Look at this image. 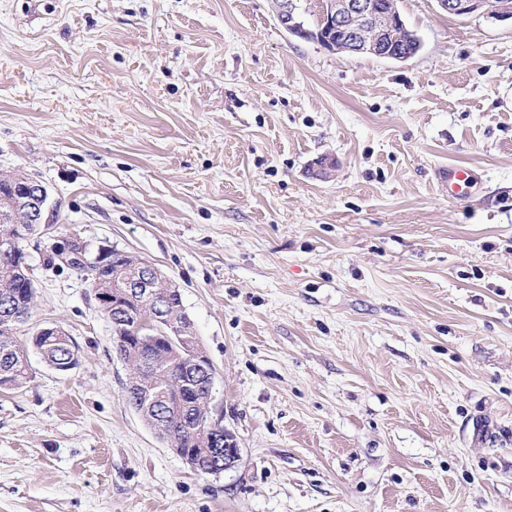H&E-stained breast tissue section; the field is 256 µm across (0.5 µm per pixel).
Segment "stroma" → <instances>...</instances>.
Listing matches in <instances>:
<instances>
[{
	"label": "stroma",
	"instance_id": "stroma-1",
	"mask_svg": "<svg viewBox=\"0 0 512 512\" xmlns=\"http://www.w3.org/2000/svg\"><path fill=\"white\" fill-rule=\"evenodd\" d=\"M397 8L403 62L271 0H0V172L48 190L17 338L79 357L0 392V512H512V20ZM70 237L179 286L233 467L127 404L110 319L46 263ZM445 179L448 185V197L455 200L461 199L465 195V189L471 184L469 169L461 165L448 167ZM51 333L45 336L43 333ZM32 338L31 344L41 356V359L52 369L67 368L78 364V349L73 339L68 336H60L58 326H47Z\"/></svg>",
	"mask_w": 512,
	"mask_h": 512
}]
</instances>
